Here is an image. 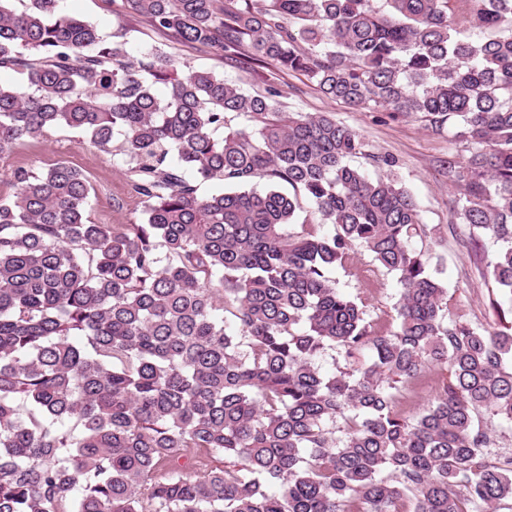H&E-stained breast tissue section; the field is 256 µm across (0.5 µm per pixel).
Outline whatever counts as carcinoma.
<instances>
[{"label": "carcinoma", "mask_w": 512, "mask_h": 512, "mask_svg": "<svg viewBox=\"0 0 512 512\" xmlns=\"http://www.w3.org/2000/svg\"><path fill=\"white\" fill-rule=\"evenodd\" d=\"M28 2L0 0V70L20 75L0 84V156L74 130L116 147L142 210L93 222L90 183L64 162L15 169L0 196V512L512 502V454L489 461L497 440L476 419L512 425V334L451 315L395 160L327 112L284 111L276 89L249 93L153 48L134 61L124 34ZM125 3L174 43L230 58L245 46L353 108L453 130L456 216L512 304V0ZM262 176L293 193L256 190ZM359 248L400 288L390 327L333 277L365 276ZM336 348L345 365L321 372ZM443 365L433 399L402 413L397 393Z\"/></svg>", "instance_id": "carcinoma-1"}]
</instances>
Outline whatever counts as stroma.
Returning a JSON list of instances; mask_svg holds the SVG:
<instances>
[{"label":"stroma","instance_id":"35a3bbf8","mask_svg":"<svg viewBox=\"0 0 512 512\" xmlns=\"http://www.w3.org/2000/svg\"><path fill=\"white\" fill-rule=\"evenodd\" d=\"M62 7L66 13L94 23L104 37L123 33L131 58H139L144 49L156 46L175 55L182 68L215 71L246 91L262 93L276 87L287 111L332 113L337 121L360 134L372 152L393 156L398 162L397 175L413 194L422 222L429 229L422 247L438 261L448 292L454 297L455 314L476 326L496 322L492 302L499 299L500 292L493 281L481 277L462 240L453 232L458 221L444 167L449 156L460 155L461 148L451 132L431 133L414 117H394L373 108L351 109L342 101L325 97L303 75L269 64L255 65L243 53L232 61L209 48L172 43L144 18L129 13L124 0H62ZM58 161L87 176L91 185L89 215L94 222L127 224L138 218L140 207L128 194L121 156L80 142L78 135L67 129L27 141L13 150L0 165V195L12 194L14 168L41 171ZM335 278L344 293L368 295L374 320L385 319L399 297L397 284L388 275L359 281L339 270Z\"/></svg>","mask_w":512,"mask_h":512}]
</instances>
